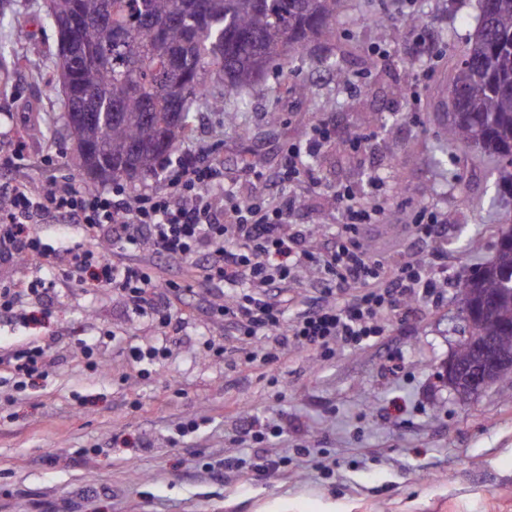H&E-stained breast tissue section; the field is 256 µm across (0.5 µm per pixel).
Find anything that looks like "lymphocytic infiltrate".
Listing matches in <instances>:
<instances>
[{
    "label": "lymphocytic infiltrate",
    "instance_id": "1",
    "mask_svg": "<svg viewBox=\"0 0 512 512\" xmlns=\"http://www.w3.org/2000/svg\"><path fill=\"white\" fill-rule=\"evenodd\" d=\"M334 136L331 122L315 128L305 143L282 149L273 192L258 163L243 165L252 182L242 195L210 151L188 150L158 169L165 188L131 198L121 184L107 193L83 192L70 177L53 181L42 196L14 182L0 190L8 204L0 209V260L27 258L51 262V252L35 232L38 224H76L90 236L120 247L148 244L160 258L198 261L202 283L224 299L218 311L224 333L253 340L246 361L273 359L278 348L294 345L330 358L337 346H360L382 336L385 316L410 300H426L448 282L447 267H432L417 257L387 265L361 245L364 229L378 223V208L362 201L350 186L334 194L340 222L323 248L311 244L316 225L298 224L294 215L302 195L317 184L304 160L323 151ZM317 274L312 305L287 319L282 290L302 271ZM64 275L75 286L97 279L119 291L139 313L161 327L181 330L188 312L174 313L188 289L176 280L158 283L154 272L137 263H116L96 250L69 251ZM49 282L36 276L22 283L0 282V316L19 315L24 299H47Z\"/></svg>",
    "mask_w": 512,
    "mask_h": 512
}]
</instances>
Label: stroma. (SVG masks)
Here are the masks:
<instances>
[{
	"label": "stroma",
	"instance_id": "35a3bbf8",
	"mask_svg": "<svg viewBox=\"0 0 512 512\" xmlns=\"http://www.w3.org/2000/svg\"><path fill=\"white\" fill-rule=\"evenodd\" d=\"M479 15L480 0H414L404 13L396 0H342L332 35L274 61L258 88L226 93L225 111L197 101L176 147L220 145L218 162L247 194L243 162L260 160L275 175L281 146L334 121L336 138L311 161L319 183L296 223L336 222L337 186L366 197L377 174L385 217L362 238L368 255L393 262L413 251L448 268L447 288L393 312L386 335L369 345L330 359L292 345L267 362L238 359L243 344L225 335L195 265L144 246L107 247L77 226L37 225L58 260L77 246L103 247L111 259L191 285L193 314L170 336L168 357L151 365L132 355L155 339L151 320L94 280L76 288L54 272L47 302L26 303L25 321L0 320V358L41 345L49 361L34 385L0 384V512H512L505 384L462 402L438 380L465 336L458 288L494 258L512 225V195L492 165L447 142L435 110L438 79L474 37ZM420 30L433 48L415 55ZM55 41L45 0H10L0 14V159L16 139L26 146L24 162L0 176L38 193L64 172L87 187L65 126ZM337 64L348 81H337ZM294 84L306 94L290 93ZM360 133L367 142L351 152L346 141ZM57 152L61 166L45 165ZM421 210L447 224L439 244L412 245L409 226ZM221 346L232 356L212 361ZM272 419L283 435L252 447L244 428ZM190 420L198 430L180 437ZM255 453L285 462L245 475L231 469Z\"/></svg>",
	"mask_w": 512,
	"mask_h": 512
}]
</instances>
